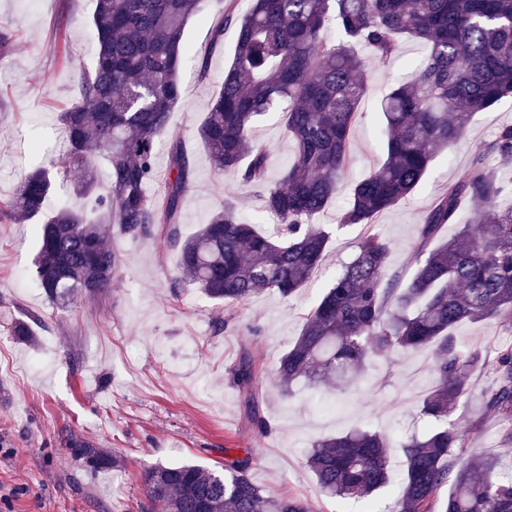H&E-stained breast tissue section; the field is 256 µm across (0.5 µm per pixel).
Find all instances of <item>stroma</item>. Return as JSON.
<instances>
[{"mask_svg": "<svg viewBox=\"0 0 512 512\" xmlns=\"http://www.w3.org/2000/svg\"><path fill=\"white\" fill-rule=\"evenodd\" d=\"M94 0H0V22L17 41L0 56V201L33 168L60 160L65 132L59 120L71 102L75 66H92L95 37L89 25ZM223 26V47L211 49L209 33ZM192 48L181 69V99L169 128L192 150L196 177L182 206L185 233L197 231L225 195L236 197L242 217L267 234L276 219L265 212L256 187L236 174L216 172L197 138L214 92L224 78L235 28L205 10L187 28ZM426 53L405 40L385 68H370L368 90L353 127V155L332 203L315 223L331 233L320 269L290 298L263 293L249 304L223 308L183 280L175 252H159L151 238L108 226L106 241L121 259L111 288L93 299L60 308L31 276L38 251L31 221L0 223V512H150L142 475L157 464L212 466L225 454L253 452L251 478L265 490L304 497L315 512H386L401 481L400 449H392L391 485L372 499L343 504L320 497L305 455L318 438L369 428L397 439L422 430L419 399L433 385L434 347L370 362L362 378L337 388L294 384L282 396L275 376L279 357L300 333L314 304L368 232L390 243L389 266L412 272L413 244L435 197L463 177L472 140L492 139L512 124V99L477 113L466 137L432 164L407 200L379 217L374 227L338 221L351 186L383 157L379 104ZM210 79H197L200 58ZM268 151V175L279 178L295 157L280 111L253 129ZM28 335L16 332L19 323ZM263 370L260 410L267 432L244 415L231 370L242 350ZM101 448L107 463L77 461L69 436Z\"/></svg>", "mask_w": 512, "mask_h": 512, "instance_id": "35a3bbf8", "label": "stroma"}]
</instances>
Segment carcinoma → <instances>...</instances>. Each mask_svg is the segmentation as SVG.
I'll return each instance as SVG.
<instances>
[{"label": "carcinoma", "instance_id": "cac0c4a2", "mask_svg": "<svg viewBox=\"0 0 512 512\" xmlns=\"http://www.w3.org/2000/svg\"><path fill=\"white\" fill-rule=\"evenodd\" d=\"M213 3L236 26V39L198 138L216 170L263 188L278 235L242 221L230 197L185 235L182 205L195 163L179 137L169 143L163 187L147 193L156 142L170 136V113L180 98L179 70L190 51L186 27L204 0H95L96 59L72 75V103L60 114L68 159L25 175L0 208L6 221L40 219L35 278L52 303L63 305L76 293L92 298L110 287L120 260L104 239L107 222L176 252L182 276L226 307L264 291L289 297L301 290L330 242L311 219L336 195L351 160L366 61L388 65L403 38L425 43L429 52L383 100L385 158L353 184L340 223H375L418 188L475 113L512 97V0H248L241 15L236 0ZM332 23L341 40L329 46L323 34ZM358 45L368 59L355 53ZM281 104L295 159L270 183L268 151L250 143V131ZM471 153L467 174L448 185L417 227L412 275L389 270L388 241L366 236L278 362L283 394L290 396L298 378L334 386L361 375L374 358L437 346L433 386L418 403L432 425L397 444L403 477L389 512H512V473L498 469L495 456L477 452L474 442L486 414L499 417L504 442H512V344L461 347L453 336L463 323L512 327V176L486 165L491 154L512 161V125L474 142ZM100 157L109 166L104 187L93 174ZM74 166L84 169L82 179L70 180ZM64 181L91 199L90 210L45 211ZM447 225L456 226L448 238L442 236ZM477 368L492 379L480 393L469 385ZM231 374L248 419L267 430L257 397L262 372L250 351H242ZM460 409L470 417L466 428L454 420ZM391 447L387 435L368 430L325 436L312 443L306 466L322 496L364 499L389 484ZM70 448L89 464L102 461L91 442L74 436ZM252 464L248 454L219 469L151 467L146 493L154 512H198L203 503L207 512H315L306 498L265 492L250 477Z\"/></svg>", "mask_w": 512, "mask_h": 512}]
</instances>
